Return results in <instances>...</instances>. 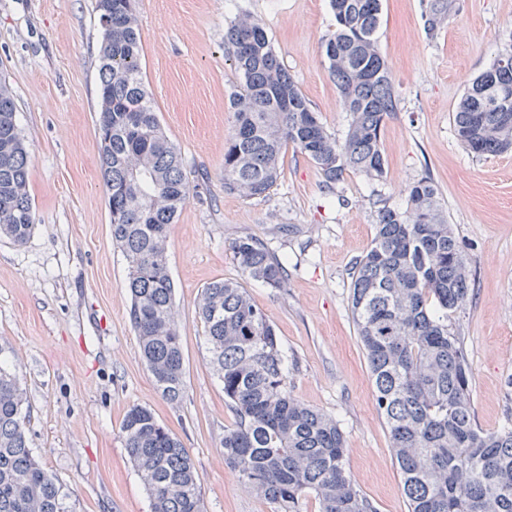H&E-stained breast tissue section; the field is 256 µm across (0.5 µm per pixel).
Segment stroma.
<instances>
[{"label":"stroma","instance_id":"obj_1","mask_svg":"<svg viewBox=\"0 0 512 512\" xmlns=\"http://www.w3.org/2000/svg\"><path fill=\"white\" fill-rule=\"evenodd\" d=\"M422 11L421 0H383L380 47L400 98L382 134L385 178L348 171L328 190L289 148L277 184L244 199L224 191L228 97L238 82L224 31L242 12L259 20L340 138L348 116L327 71L329 0H138L144 84L192 187L167 248L186 365L185 397L175 405L141 359L127 263L112 243L99 169L95 0H0V79L14 96L36 213L25 244L0 240V341L26 392L30 446L72 490L77 512H151L120 432L136 404L188 448L207 512H269L224 463L233 416L196 314L201 289L218 279L242 283L276 327L293 395L339 421L357 487L378 512H408L349 287L379 208L404 205L407 187L427 175L471 262L473 300L453 328L471 368L475 420L494 431L512 418V152L473 156L452 118L468 82L512 46V0H455L434 39ZM243 235L286 263L285 288L245 279L231 253Z\"/></svg>","mask_w":512,"mask_h":512}]
</instances>
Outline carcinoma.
Wrapping results in <instances>:
<instances>
[{
	"mask_svg": "<svg viewBox=\"0 0 512 512\" xmlns=\"http://www.w3.org/2000/svg\"><path fill=\"white\" fill-rule=\"evenodd\" d=\"M422 2L433 36L452 0ZM330 8L328 73L350 117L342 139L310 107L256 19L243 14L224 33L240 79L229 97L225 193L266 194L289 146L315 165L329 190L348 169L385 177L381 133L400 99L379 43L382 0H330ZM95 10L103 30L100 170L112 240L128 265L129 321L157 390L178 403L186 368L167 240L191 185L144 89L136 0H96ZM453 122L476 157L512 151V48L470 82ZM27 183L14 98L0 81V236L18 245L35 225ZM232 256L247 278L267 287L288 280L285 263L257 238H237ZM473 288L470 261L431 177L409 187L405 208L379 209L370 246L353 266L349 302L408 512H512V425L488 432L476 424L469 364L450 328ZM197 314L235 417L224 430V462L240 482L271 512H302L310 496L319 512H377L346 471L340 424L292 395L288 356L247 290L237 281H213L201 290ZM28 418L19 379L0 361V512H76L65 484L33 456ZM120 431L152 512H206L188 449L151 409L131 406Z\"/></svg>",
	"mask_w": 512,
	"mask_h": 512,
	"instance_id": "carcinoma-1",
	"label": "carcinoma"
}]
</instances>
